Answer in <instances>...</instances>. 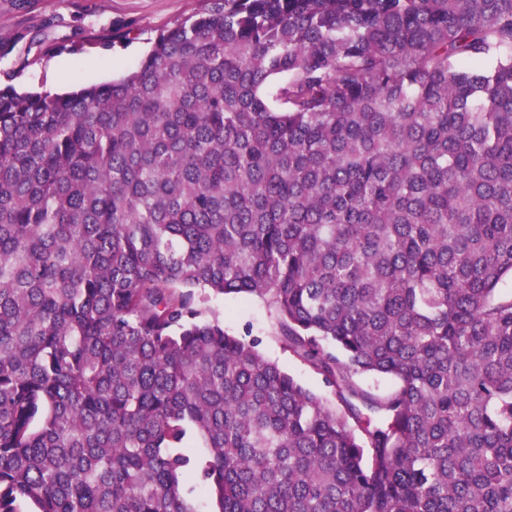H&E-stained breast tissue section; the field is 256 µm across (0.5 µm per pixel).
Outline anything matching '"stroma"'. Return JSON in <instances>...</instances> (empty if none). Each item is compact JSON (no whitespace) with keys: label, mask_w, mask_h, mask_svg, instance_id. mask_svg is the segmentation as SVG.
I'll list each match as a JSON object with an SVG mask.
<instances>
[{"label":"stroma","mask_w":512,"mask_h":512,"mask_svg":"<svg viewBox=\"0 0 512 512\" xmlns=\"http://www.w3.org/2000/svg\"><path fill=\"white\" fill-rule=\"evenodd\" d=\"M205 0H0V87L65 93L135 69L157 35L200 13ZM227 332L260 338L262 353L324 393L307 364L278 340L276 315L256 297L213 300Z\"/></svg>","instance_id":"1"}]
</instances>
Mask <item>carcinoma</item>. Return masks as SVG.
I'll return each instance as SVG.
<instances>
[{
  "instance_id": "carcinoma-1",
  "label": "carcinoma",
  "mask_w": 512,
  "mask_h": 512,
  "mask_svg": "<svg viewBox=\"0 0 512 512\" xmlns=\"http://www.w3.org/2000/svg\"><path fill=\"white\" fill-rule=\"evenodd\" d=\"M507 279L512 0H209L0 88V512H512ZM224 319V330L238 336L262 339L260 349L270 360L277 362L303 386L326 397L333 404L336 399L322 384L307 364L285 351L279 342L278 324L274 309L257 297H230L212 299L210 303Z\"/></svg>"
}]
</instances>
